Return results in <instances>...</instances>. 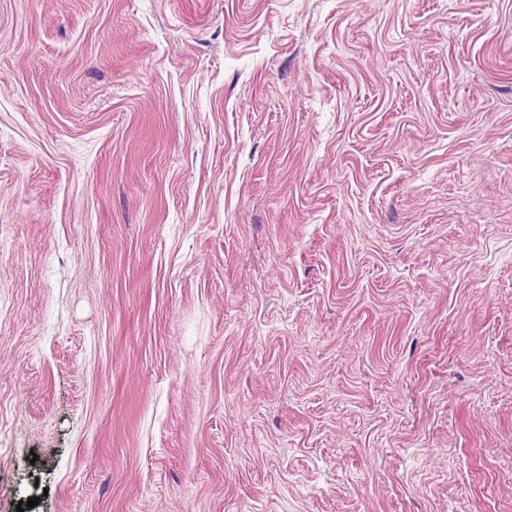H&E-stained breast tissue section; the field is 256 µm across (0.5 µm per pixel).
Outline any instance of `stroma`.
<instances>
[{
	"instance_id": "obj_1",
	"label": "stroma",
	"mask_w": 512,
	"mask_h": 512,
	"mask_svg": "<svg viewBox=\"0 0 512 512\" xmlns=\"http://www.w3.org/2000/svg\"><path fill=\"white\" fill-rule=\"evenodd\" d=\"M512 512V0H0V512Z\"/></svg>"
}]
</instances>
